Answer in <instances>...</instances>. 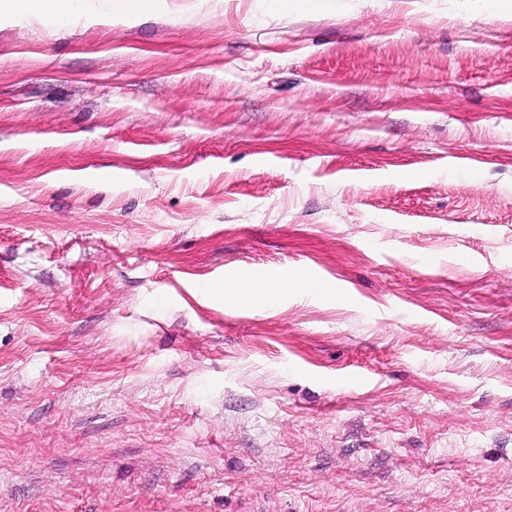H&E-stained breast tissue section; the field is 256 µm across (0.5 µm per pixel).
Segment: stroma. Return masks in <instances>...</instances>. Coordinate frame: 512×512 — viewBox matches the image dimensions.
<instances>
[{
  "label": "stroma",
  "instance_id": "obj_1",
  "mask_svg": "<svg viewBox=\"0 0 512 512\" xmlns=\"http://www.w3.org/2000/svg\"><path fill=\"white\" fill-rule=\"evenodd\" d=\"M125 11L0 16V512H512V0ZM307 281L303 274L295 273L287 280L275 282H257L249 280H237L225 283L217 288L218 293L224 298H229L240 306H272L288 290L305 288Z\"/></svg>",
  "mask_w": 512,
  "mask_h": 512
}]
</instances>
